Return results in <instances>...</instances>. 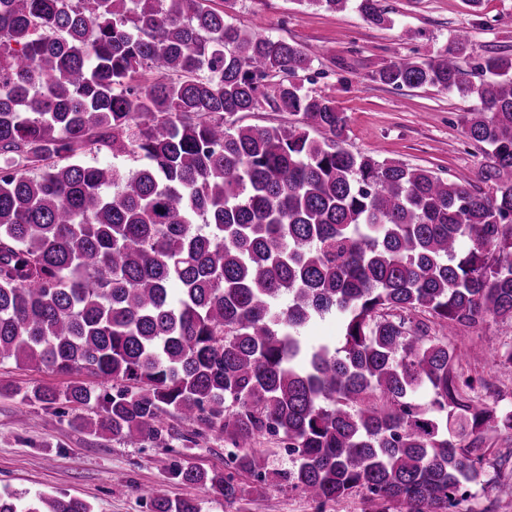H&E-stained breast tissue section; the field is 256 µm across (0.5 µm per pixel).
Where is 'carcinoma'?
Wrapping results in <instances>:
<instances>
[{
    "label": "carcinoma",
    "instance_id": "carcinoma-1",
    "mask_svg": "<svg viewBox=\"0 0 512 512\" xmlns=\"http://www.w3.org/2000/svg\"><path fill=\"white\" fill-rule=\"evenodd\" d=\"M303 2L391 23L382 0ZM469 41L372 79L477 98L463 134L489 156L490 193L345 148L346 113L302 83L315 53L208 0H0V361L112 382L65 393L100 407L93 434L162 444L175 412L200 425L187 442L224 437V471L175 460L168 479L230 512H250L237 475L269 489L260 437L318 512L357 494L371 512L458 507L484 475L483 433L512 432L448 346L512 319V60L485 59L476 81ZM143 69L161 79L133 85ZM263 106L295 120L241 123ZM101 152L141 165L83 160ZM332 312L339 344L304 342ZM0 512L92 507L4 492Z\"/></svg>",
    "mask_w": 512,
    "mask_h": 512
}]
</instances>
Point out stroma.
Here are the masks:
<instances>
[{
	"label": "stroma",
	"mask_w": 512,
	"mask_h": 512,
	"mask_svg": "<svg viewBox=\"0 0 512 512\" xmlns=\"http://www.w3.org/2000/svg\"><path fill=\"white\" fill-rule=\"evenodd\" d=\"M227 22L252 32L298 43L314 50L316 59L307 88L335 100L348 116L346 144L361 153L428 168L466 184L481 182L487 162L482 149L465 139L462 123L477 109L474 99L432 88H393L371 80L382 65L408 56L419 60L449 47L455 33L469 31L471 45L463 66L475 70L481 58L512 59V0H384L391 25L369 26L354 9L328 12L297 0H213ZM449 345L470 348L465 372L483 378L487 398L512 411V320L486 319L448 339ZM74 384L99 390V379L83 374H58L0 363V491L31 499L38 493L69 495L89 502L93 512H150L141 489L170 497L195 499L201 512H228L223 501L196 486L174 485L166 478L173 456L202 469L222 470L224 442L213 438L186 444L195 422L171 415L169 447L152 442L132 447L109 435H93L81 423L94 416L96 403L58 400L53 404H21L19 395L32 389L62 392ZM273 487L256 499L252 512H317L299 491L278 481V472L292 461L273 440H258Z\"/></svg>",
	"instance_id": "1"
}]
</instances>
